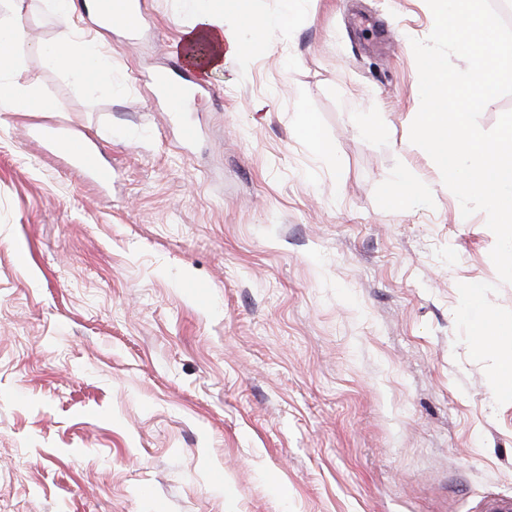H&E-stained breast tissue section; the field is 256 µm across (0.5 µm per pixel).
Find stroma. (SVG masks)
Listing matches in <instances>:
<instances>
[{"instance_id": "stroma-1", "label": "stroma", "mask_w": 512, "mask_h": 512, "mask_svg": "<svg viewBox=\"0 0 512 512\" xmlns=\"http://www.w3.org/2000/svg\"><path fill=\"white\" fill-rule=\"evenodd\" d=\"M147 8L125 42L0 0L20 81L57 105L0 104V512H479L512 494V402L454 317L458 283H499L495 236L484 213L456 223L409 140L426 0H309L208 74L189 145L144 76L193 18ZM78 36L111 60L91 85L33 49ZM59 125L103 150L110 189L34 135ZM403 170L421 193L395 203Z\"/></svg>"}]
</instances>
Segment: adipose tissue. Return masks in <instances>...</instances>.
I'll return each mask as SVG.
<instances>
[{
    "label": "adipose tissue",
    "mask_w": 512,
    "mask_h": 512,
    "mask_svg": "<svg viewBox=\"0 0 512 512\" xmlns=\"http://www.w3.org/2000/svg\"><path fill=\"white\" fill-rule=\"evenodd\" d=\"M195 22L188 42L205 39L209 53L202 58L204 67L223 68L227 59L237 57L243 45L256 39L251 26L253 0H191ZM13 28L0 24V102L15 112L47 111V100L37 95L32 85L21 83L15 76L11 54ZM35 50L47 62L64 69L78 84L92 83L109 65L107 56L96 45L83 39L63 44H39Z\"/></svg>",
    "instance_id": "1"
}]
</instances>
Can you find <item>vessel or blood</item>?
<instances>
[{
  "label": "vessel or blood",
  "mask_w": 512,
  "mask_h": 512,
  "mask_svg": "<svg viewBox=\"0 0 512 512\" xmlns=\"http://www.w3.org/2000/svg\"><path fill=\"white\" fill-rule=\"evenodd\" d=\"M96 16L105 26L114 23V10L125 17L122 28L128 37H135L140 28L141 0H95ZM153 82L159 100L172 112L192 111L197 101L213 97L215 90L206 80L201 67L190 65L183 54L171 56V67L156 75ZM48 141L56 152L67 156L98 187L112 184V168L101 160L99 151L84 144L79 137L65 128L50 132Z\"/></svg>",
  "instance_id": "1"
}]
</instances>
